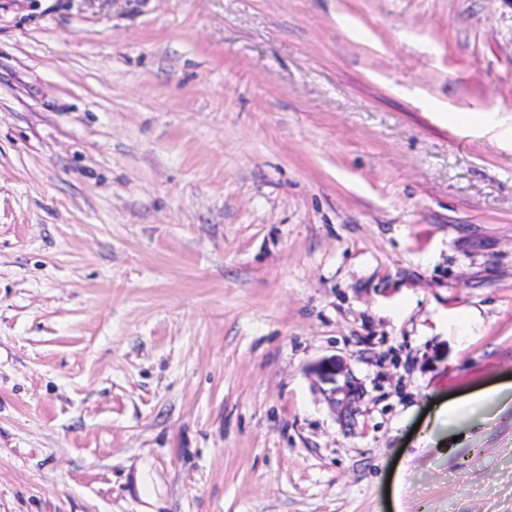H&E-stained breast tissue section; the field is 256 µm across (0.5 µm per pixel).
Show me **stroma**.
<instances>
[{
  "instance_id": "stroma-1",
  "label": "stroma",
  "mask_w": 512,
  "mask_h": 512,
  "mask_svg": "<svg viewBox=\"0 0 512 512\" xmlns=\"http://www.w3.org/2000/svg\"><path fill=\"white\" fill-rule=\"evenodd\" d=\"M0 512H512V8L0 0Z\"/></svg>"
}]
</instances>
